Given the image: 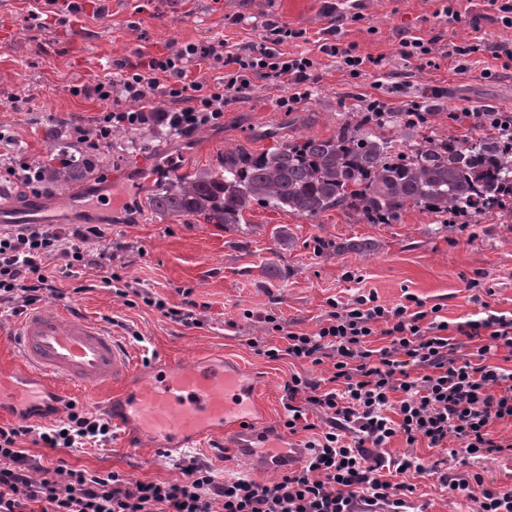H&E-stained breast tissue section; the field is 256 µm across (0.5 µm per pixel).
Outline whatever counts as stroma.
Wrapping results in <instances>:
<instances>
[{"label":"stroma","mask_w":512,"mask_h":512,"mask_svg":"<svg viewBox=\"0 0 512 512\" xmlns=\"http://www.w3.org/2000/svg\"><path fill=\"white\" fill-rule=\"evenodd\" d=\"M31 0H0V134L26 146V161L46 156L55 142L47 129L79 131L94 137L107 106L91 88L103 74L137 63L142 55L172 53L188 43L211 45L260 43L263 24L274 19L307 36L284 44V51L315 58L310 98L285 110L279 105L286 86L256 78L224 103V122L190 135H169L166 127L143 126L136 144L113 140L85 182L66 187L46 182L40 199L50 213L64 200L89 205L85 223L100 225L112 244V270L123 281L141 283L169 306L181 305L191 289L201 323L185 326L143 302L128 304L112 289L75 292V280L62 281L66 297L46 295L42 307L81 311L103 329L128 342L145 362H189L213 354L240 367L259 384L258 416L268 435L300 448L309 431L288 433L281 425L287 402L284 385L295 371L312 378L323 368L258 355L254 344L271 340L260 314L312 333L329 309V299L348 301L358 292H374L393 307L405 293L426 306L443 305L449 321H463L484 309L512 312V221L489 212L478 220L443 218L410 209L393 224L357 223L339 210L314 218L254 208L247 229L236 232L201 218H162L151 211L147 195L169 174H186L219 165L226 150L250 144L254 151L284 139L335 136L349 115L366 111L370 100L387 111L423 113L411 128H383L401 145L422 135L479 136L486 129L476 112L512 113V67L490 53L468 59L452 56L453 47L485 42L512 46V27L504 26L487 0H117L111 13L85 10L82 34L67 22L42 27L29 20ZM462 19L448 22L446 6ZM342 16L332 43L351 54L381 58L380 67L353 74L339 57L319 51L322 29ZM420 37L432 47L433 65L404 60L401 39ZM37 99L16 103L21 89ZM470 112L466 122L457 112ZM111 187V199L95 197L94 187ZM288 240L277 243L273 229ZM365 240L370 251L344 250V243ZM253 318H246V311ZM143 336V343L132 340ZM30 454L69 467L99 473L118 472L136 480H175L188 460L210 465L226 477L246 476L262 483L274 473L244 467L230 448L209 442L163 454L151 447H129L113 436L101 448L30 446ZM452 471L480 474L487 487L512 490V458L479 456L448 459ZM416 512H470L437 478L408 471Z\"/></svg>","instance_id":"1"}]
</instances>
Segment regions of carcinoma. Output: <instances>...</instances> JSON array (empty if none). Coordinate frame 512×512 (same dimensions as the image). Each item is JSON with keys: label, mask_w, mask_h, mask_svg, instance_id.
Segmentation results:
<instances>
[{"label": "carcinoma", "mask_w": 512, "mask_h": 512, "mask_svg": "<svg viewBox=\"0 0 512 512\" xmlns=\"http://www.w3.org/2000/svg\"><path fill=\"white\" fill-rule=\"evenodd\" d=\"M397 120L366 112L328 139L297 138L261 152L240 145L224 152L217 169L170 177L149 204L161 217L195 216L239 230L255 205L305 218L339 209L357 222L393 224L411 207L478 217L512 203V139L441 136L404 151L372 130ZM97 162L94 155L54 168L49 180L80 184Z\"/></svg>", "instance_id": "1"}]
</instances>
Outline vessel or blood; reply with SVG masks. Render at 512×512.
<instances>
[{
	"label": "vessel or blood",
	"mask_w": 512,
	"mask_h": 512,
	"mask_svg": "<svg viewBox=\"0 0 512 512\" xmlns=\"http://www.w3.org/2000/svg\"><path fill=\"white\" fill-rule=\"evenodd\" d=\"M53 220L37 199L18 211H0V227ZM12 336L18 362L0 369V405H13L28 415L46 397L53 406L64 407L70 396L61 383L88 396L109 384L113 392L102 408L113 427L138 431L141 443L161 453L225 435L243 462L258 461L271 470L288 468L304 457L301 448L285 449L275 460L259 456L251 426L255 385L224 360L146 366L96 322L57 309L29 314L14 326Z\"/></svg>",
	"instance_id": "b4317fda"
}]
</instances>
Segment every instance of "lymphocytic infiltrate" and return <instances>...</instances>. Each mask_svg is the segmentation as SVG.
Listing matches in <instances>:
<instances>
[{"mask_svg": "<svg viewBox=\"0 0 512 512\" xmlns=\"http://www.w3.org/2000/svg\"><path fill=\"white\" fill-rule=\"evenodd\" d=\"M264 31L257 45L190 43L98 80L93 91L99 100L130 99L139 107L105 112L95 138L83 142L86 153L98 150L117 126L155 121L185 136L220 123L225 97L241 92L257 75L287 85L290 94L279 101L283 108L308 99L314 58L280 50L299 38V31L274 21ZM192 62L224 67L215 92L203 94L191 80ZM160 82L174 109L149 107L148 90ZM100 236L95 224L65 233L28 224L0 233V306L23 313L45 294L62 295L59 281L92 270L103 286L117 287L119 296H136L176 322L197 324L192 309L169 307L142 286L119 285L111 246L94 258L86 250ZM53 254L64 263L51 271L44 260ZM329 305L325 322L313 333L266 316L281 342L257 349L272 360L288 357L327 368L326 377L295 373L285 385L284 427L292 434L317 433L300 468L260 483L245 476L221 479L208 465L191 462L183 466L181 480L131 483L114 471L92 473L69 468L62 459L46 463L30 455L22 437L48 448H96L111 440L107 420L87 416L71 403L65 418L43 432L0 426V512H408L412 489L402 476L411 469L437 476L457 499L471 503L473 512H512V491L488 488L480 475L450 472L447 461L436 457L384 454L398 437L410 448L421 442L431 448L455 444L465 457L505 452L492 427L512 421V314L489 310L477 319L451 322L442 305L425 307L410 293L394 307L380 304L370 292ZM465 348L466 358L460 355ZM310 407L319 412L320 423L309 421Z\"/></svg>", "mask_w": 512, "mask_h": 512, "instance_id": "f902f5d3", "label": "lymphocytic infiltrate"}]
</instances>
